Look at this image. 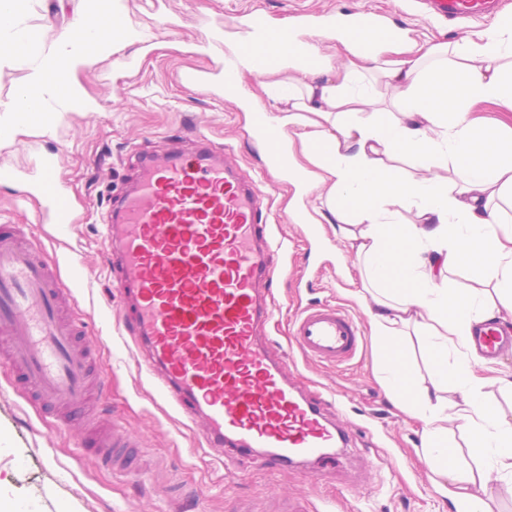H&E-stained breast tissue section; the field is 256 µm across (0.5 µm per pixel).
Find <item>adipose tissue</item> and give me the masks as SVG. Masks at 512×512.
Instances as JSON below:
<instances>
[{
  "label": "adipose tissue",
  "instance_id": "1",
  "mask_svg": "<svg viewBox=\"0 0 512 512\" xmlns=\"http://www.w3.org/2000/svg\"><path fill=\"white\" fill-rule=\"evenodd\" d=\"M111 31L78 24L54 53L31 58L42 34L26 31L14 57L28 62L29 80L16 98L0 103V125L29 112L87 109L70 71L114 53L135 35L123 26L117 0H103ZM374 53L347 47L333 67L315 46L289 48L275 62L283 80L272 87L282 109L277 128L298 129L305 158L322 175L324 207L342 224L374 281L353 290L366 302L382 346L381 373L393 401L423 425L425 460L484 512L490 480L512 484V423L480 398L491 375L468 347L474 322L512 317V128L474 118L491 102L512 109V14L480 36L451 42H408L372 35ZM397 93V114L375 108L371 72ZM409 161L422 176L404 172ZM457 171L448 183L438 169ZM416 219L405 222L401 213ZM414 325L434 369L431 390H420L409 367L401 329ZM452 391L447 404L441 392ZM463 433L472 468L457 465L455 433Z\"/></svg>",
  "mask_w": 512,
  "mask_h": 512
}]
</instances>
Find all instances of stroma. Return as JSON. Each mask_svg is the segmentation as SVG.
Wrapping results in <instances>:
<instances>
[{
  "instance_id": "1",
  "label": "stroma",
  "mask_w": 512,
  "mask_h": 512,
  "mask_svg": "<svg viewBox=\"0 0 512 512\" xmlns=\"http://www.w3.org/2000/svg\"><path fill=\"white\" fill-rule=\"evenodd\" d=\"M122 21L137 40L112 55L78 68L73 78L92 105L86 112H32L0 133V166L17 181L0 184V224H15L47 258L58 260L63 278L79 277L82 343L97 363L95 399L104 421H118L140 447L141 468L131 473L103 468L83 446L81 430L58 426L10 384L0 367V490L29 512H280L294 497L310 512H454L455 485L436 476L422 453L421 421L394 404L377 377L379 349L364 337L356 356L332 366L308 360L288 334L290 320L321 301L340 305L367 321L364 305L349 296L367 272L328 220L319 239L298 207L313 209L314 185L282 179L270 195L277 218L274 235L287 250L273 256L276 321L268 334L288 358V370L341 407L336 419L349 432L340 463L318 469L269 470L262 457L220 460L205 447L199 430L158 394L154 379L111 313L109 252L103 216L114 194L134 177V159L168 147L171 137L198 131L230 146L249 176L263 177L266 157L251 135L252 115L242 97L268 114L277 104L264 87L271 73H244L243 96L225 93L221 71L225 13L255 8L275 24H295L300 14L359 7L380 12L382 21L416 42L477 36L480 23L439 25L424 16L418 0H120ZM86 0H27L23 23L45 32L36 52L53 51L60 34L77 21L94 22ZM169 29L158 33L157 25ZM57 161L59 181L79 223L53 224L34 197L46 158Z\"/></svg>"
}]
</instances>
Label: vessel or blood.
Wrapping results in <instances>:
<instances>
[{
  "label": "vessel or blood",
  "mask_w": 512,
  "mask_h": 512,
  "mask_svg": "<svg viewBox=\"0 0 512 512\" xmlns=\"http://www.w3.org/2000/svg\"><path fill=\"white\" fill-rule=\"evenodd\" d=\"M421 2L430 19L443 22L488 20L503 6L502 0ZM327 21L343 24L367 52L374 48L369 33L397 34L366 11ZM224 24L246 31L239 48L260 73L299 41L257 10L225 15ZM252 135L268 160L263 181L247 176L230 150L202 134L189 155L141 153L139 183L106 214V243L119 255L113 285L134 306L126 326L136 351L207 446L241 455L261 448L272 468H307L335 461L346 430L329 418L321 397L289 376L286 355L274 352L265 334L276 310L271 255L284 246L268 222L269 190L287 176L288 158L266 113H254ZM38 194L55 223H74L54 159L42 166ZM74 299L57 269L36 248L20 247L11 225H1L0 364L28 393L62 407L63 426H80L100 460L122 471L128 442L119 425L102 429L96 422L92 354L79 346L83 327L61 316ZM362 335L352 316L329 303L306 311L292 329L301 352L336 365L355 356ZM471 342L493 359L512 348V333L485 321L474 327Z\"/></svg>",
  "instance_id": "obj_1"
}]
</instances>
